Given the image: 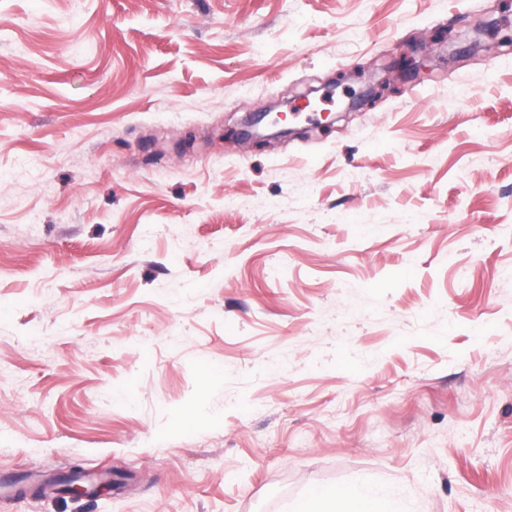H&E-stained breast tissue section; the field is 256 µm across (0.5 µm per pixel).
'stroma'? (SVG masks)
<instances>
[{"label":"stroma","mask_w":512,"mask_h":512,"mask_svg":"<svg viewBox=\"0 0 512 512\" xmlns=\"http://www.w3.org/2000/svg\"><path fill=\"white\" fill-rule=\"evenodd\" d=\"M508 18L0 0V512H295L360 474L512 512V50L467 33ZM76 465L111 494L34 493Z\"/></svg>","instance_id":"stroma-1"}]
</instances>
